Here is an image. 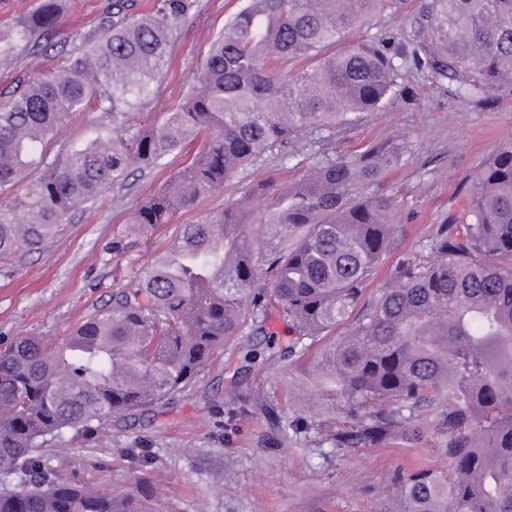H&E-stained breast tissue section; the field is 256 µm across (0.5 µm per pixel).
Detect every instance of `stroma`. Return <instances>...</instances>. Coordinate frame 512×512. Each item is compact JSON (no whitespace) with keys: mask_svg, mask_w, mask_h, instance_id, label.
Segmentation results:
<instances>
[{"mask_svg":"<svg viewBox=\"0 0 512 512\" xmlns=\"http://www.w3.org/2000/svg\"><path fill=\"white\" fill-rule=\"evenodd\" d=\"M109 2L68 0L58 21L61 35L77 30L87 41H97ZM428 2L392 0L356 36L365 40L386 33L411 39L425 22ZM239 6V0H198L196 12L173 33L167 77L132 120L170 111L197 89L198 67L210 40ZM397 82L404 93L385 111L347 128L299 133L285 153L249 166L220 193L177 213L172 224L154 232L131 231V216L185 159L171 156L161 167L135 170L124 185L74 212L57 236L0 262V349L19 336L39 337L49 347L58 344L78 320L170 246L177 225L217 213L255 183L287 185L309 165L380 142L404 145L405 155L380 184L399 212L395 245L384 256L378 278L386 280L404 259L430 260L427 243L457 209L463 177L512 144V95L459 99L406 66ZM112 134L110 118L85 112L65 125L57 140L80 147ZM265 327L267 344L255 359L242 354L255 337H241L168 404L142 415L113 417L88 436L68 432L47 439L51 465L95 491L133 490L151 497L157 512H406L402 475L448 469L446 435L435 412L418 411L423 430L418 441L400 432L368 447L340 448L330 428L293 434L282 421L299 412L314 418L319 409L303 406L306 383L300 367L283 356L288 324L277 309H269ZM127 448L151 449L147 483H139L124 457Z\"/></svg>","mask_w":512,"mask_h":512,"instance_id":"35a3bbf8","label":"stroma"}]
</instances>
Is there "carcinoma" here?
<instances>
[{"label": "carcinoma", "mask_w": 512, "mask_h": 512, "mask_svg": "<svg viewBox=\"0 0 512 512\" xmlns=\"http://www.w3.org/2000/svg\"><path fill=\"white\" fill-rule=\"evenodd\" d=\"M196 0H111L103 36L47 73L0 92V261L38 247L83 203L122 184L134 164L155 168L205 134L201 150L134 212L133 231L171 223L303 130L351 126L381 112L407 64L448 81L457 98L512 92V0H430L414 45L349 33L390 0H242L211 41L191 91L173 111L127 121L168 64L173 31ZM66 0H45L0 30V61L52 45ZM125 128L107 140L56 147L90 104ZM393 143L317 163L280 189L250 187L255 211L181 224L175 242L125 287L46 347L20 336L0 353V512H153L131 491L93 492L62 478L40 452L48 436L159 405L194 383L214 354L263 328L274 302L301 358L336 327L312 363L308 399L354 425L336 444L377 443L437 412L448 472L405 481L408 512H512V147L466 177L462 206L430 241L436 259L400 264L369 299L396 232V204L380 191L401 164ZM141 472L152 459L129 448Z\"/></svg>", "instance_id": "cac0c4a2"}]
</instances>
